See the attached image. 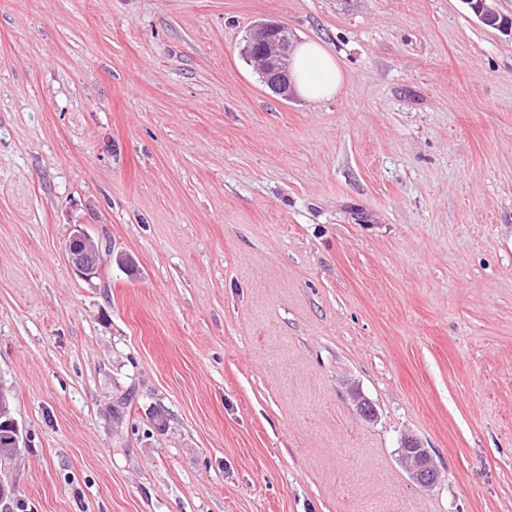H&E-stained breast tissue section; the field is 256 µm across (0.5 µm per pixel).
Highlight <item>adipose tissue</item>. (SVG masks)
Returning a JSON list of instances; mask_svg holds the SVG:
<instances>
[{
	"mask_svg": "<svg viewBox=\"0 0 512 512\" xmlns=\"http://www.w3.org/2000/svg\"><path fill=\"white\" fill-rule=\"evenodd\" d=\"M291 69L295 91L304 99L322 100L336 94L342 86L343 72L336 57L317 42L297 45Z\"/></svg>",
	"mask_w": 512,
	"mask_h": 512,
	"instance_id": "adipose-tissue-1",
	"label": "adipose tissue"
}]
</instances>
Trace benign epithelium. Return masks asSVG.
Returning <instances> with one entry per match:
<instances>
[{
	"label": "benign epithelium",
	"mask_w": 512,
	"mask_h": 512,
	"mask_svg": "<svg viewBox=\"0 0 512 512\" xmlns=\"http://www.w3.org/2000/svg\"><path fill=\"white\" fill-rule=\"evenodd\" d=\"M494 0H463L473 14L485 25H493L499 13L493 5ZM294 39L288 28L274 20L255 23L249 30L242 52L253 61L262 82L274 93L289 98L290 58ZM75 247L68 250L71 269L83 280L96 277L101 249L99 243L78 229L70 237ZM0 420L15 431L10 442L0 447V463L8 461L19 464L22 461V438L18 422L12 415V395L0 387ZM400 458L410 477L419 485L428 487L437 477L438 470L429 450L420 442L410 438L403 442Z\"/></svg>",
	"instance_id": "1"
}]
</instances>
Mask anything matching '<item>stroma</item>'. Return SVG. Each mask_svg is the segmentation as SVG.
Listing matches in <instances>:
<instances>
[{
	"label": "stroma",
	"mask_w": 512,
	"mask_h": 512,
	"mask_svg": "<svg viewBox=\"0 0 512 512\" xmlns=\"http://www.w3.org/2000/svg\"><path fill=\"white\" fill-rule=\"evenodd\" d=\"M261 19L336 96L263 85ZM0 387L24 512H512V35L462 0H0ZM296 93L319 101L341 88L343 72L336 57L321 44L305 41L297 45L291 63ZM69 241L76 245L67 251L71 269L81 279L91 281L97 275L102 256L99 243L82 229H76ZM10 427L16 434H12L9 444L2 445L0 448V463L8 461L20 464L22 461V438L18 422L12 415V395L3 387H0V421ZM400 458L410 477L423 487L431 486L438 477V470L432 455L419 441L410 438L404 440Z\"/></svg>",
	"instance_id": "35a3bbf8"
}]
</instances>
